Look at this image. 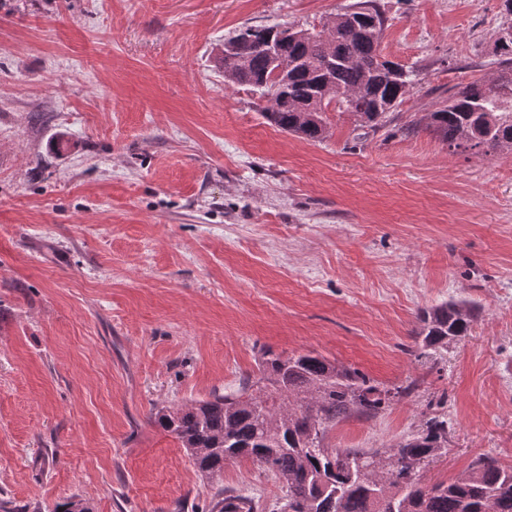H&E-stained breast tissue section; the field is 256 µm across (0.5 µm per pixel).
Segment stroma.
<instances>
[{
  "instance_id": "obj_1",
  "label": "stroma",
  "mask_w": 512,
  "mask_h": 512,
  "mask_svg": "<svg viewBox=\"0 0 512 512\" xmlns=\"http://www.w3.org/2000/svg\"><path fill=\"white\" fill-rule=\"evenodd\" d=\"M354 0H0V499L53 512L204 508L219 487L275 512L249 462L206 480L157 408L238 392L262 350L319 354L416 389L331 427L385 449L448 420L431 482L512 466V152L425 128L501 69L504 0H377L382 53L417 77L376 127L270 125L225 85L224 41L322 30ZM467 299L469 336L421 353V309Z\"/></svg>"
}]
</instances>
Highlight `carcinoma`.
<instances>
[{
    "instance_id": "1",
    "label": "carcinoma",
    "mask_w": 512,
    "mask_h": 512,
    "mask_svg": "<svg viewBox=\"0 0 512 512\" xmlns=\"http://www.w3.org/2000/svg\"><path fill=\"white\" fill-rule=\"evenodd\" d=\"M385 18L375 0H360L320 32L248 28L224 43L218 58L224 82L245 87L272 105L264 116L304 140L326 137V112L335 106L377 126L402 101L413 71L382 55ZM505 69L491 83L473 81L430 113L428 127L448 147L512 151V33L500 36ZM288 64V77L276 69ZM477 307L449 301L424 308L416 343L445 350L469 335ZM266 385L178 407H161L154 422L181 442L198 471L219 479L231 463L252 462L285 487L279 512H512V467L488 454L475 457L449 482L428 484L430 465L447 454L451 427L430 417L417 433L384 450L327 448L326 431L352 414L375 415L413 385L382 387L356 369L319 354L259 361ZM406 457L411 476L390 480L376 472L382 458ZM251 496L215 493L207 512H258Z\"/></svg>"
}]
</instances>
